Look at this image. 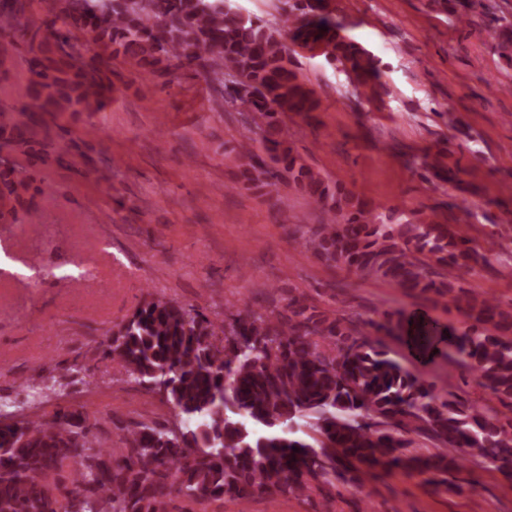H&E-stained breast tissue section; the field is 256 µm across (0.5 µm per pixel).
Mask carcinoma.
Here are the masks:
<instances>
[{
	"mask_svg": "<svg viewBox=\"0 0 512 512\" xmlns=\"http://www.w3.org/2000/svg\"><path fill=\"white\" fill-rule=\"evenodd\" d=\"M64 23L27 16L26 0H0V31L50 43L34 57L21 101L1 106L37 114L101 112L112 101L103 83L112 56L146 73L187 70L220 91L229 107H246L249 132L263 133L265 162L234 147L245 179L258 189L288 178L320 209L314 235L300 245L357 279L383 280L412 296H435L462 317L440 340L454 364L494 397L485 408L424 384L389 356L384 338H402L401 314L378 318L322 309L303 292L281 309L245 305L216 322L191 305L152 296L108 332L103 356L137 385L168 376L163 400L178 432L134 422L123 429L119 456L98 447L97 422L77 410L0 426V512H72L49 492V473L73 460L82 512H181L180 501L244 506L257 497L310 500L336 484L360 487L378 470L399 468L448 490L469 460L512 482V305L462 286L490 264L461 226L384 213L331 183L288 145L283 117L314 112L313 90L278 35L238 0H62ZM283 26L319 44L326 61L358 79L380 78L381 61L340 35L324 0H283ZM89 55L75 58L74 33ZM30 172L0 166V221L29 192ZM421 321L407 344L430 342ZM431 439L420 455L413 437ZM298 451H293V448Z\"/></svg>",
	"mask_w": 512,
	"mask_h": 512,
	"instance_id": "cac0c4a2",
	"label": "carcinoma"
}]
</instances>
